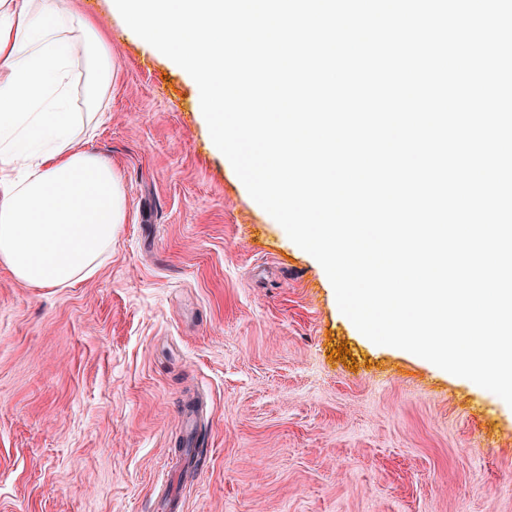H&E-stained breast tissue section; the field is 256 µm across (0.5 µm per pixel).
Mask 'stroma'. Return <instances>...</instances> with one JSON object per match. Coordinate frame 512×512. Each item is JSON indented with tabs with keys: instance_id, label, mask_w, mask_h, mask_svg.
Instances as JSON below:
<instances>
[{
	"instance_id": "35a3bbf8",
	"label": "stroma",
	"mask_w": 512,
	"mask_h": 512,
	"mask_svg": "<svg viewBox=\"0 0 512 512\" xmlns=\"http://www.w3.org/2000/svg\"><path fill=\"white\" fill-rule=\"evenodd\" d=\"M76 2L115 66L84 147L128 217L70 287L0 265V512H159L169 484L181 512H512V406L365 337L186 72Z\"/></svg>"
}]
</instances>
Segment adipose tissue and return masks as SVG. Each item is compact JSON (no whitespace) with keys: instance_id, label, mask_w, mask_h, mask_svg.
<instances>
[{"instance_id":"obj_1","label":"adipose tissue","mask_w":512,"mask_h":512,"mask_svg":"<svg viewBox=\"0 0 512 512\" xmlns=\"http://www.w3.org/2000/svg\"><path fill=\"white\" fill-rule=\"evenodd\" d=\"M81 44L89 75L77 112L71 67ZM111 80L92 20L63 0H0V265L29 285L94 275L127 219L118 174L76 144L93 138Z\"/></svg>"}]
</instances>
